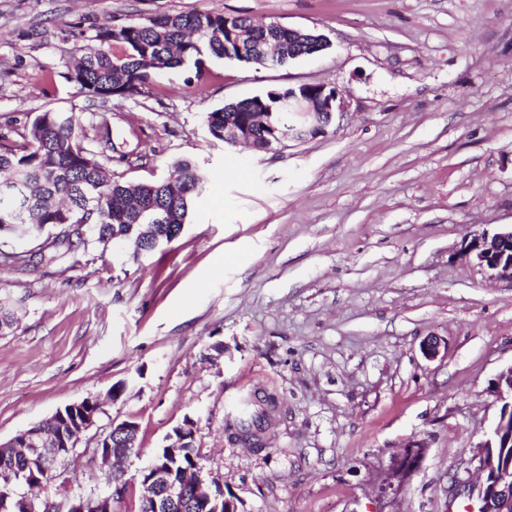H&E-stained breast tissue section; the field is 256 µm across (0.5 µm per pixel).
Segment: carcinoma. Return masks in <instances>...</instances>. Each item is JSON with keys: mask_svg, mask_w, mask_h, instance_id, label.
Wrapping results in <instances>:
<instances>
[{"mask_svg": "<svg viewBox=\"0 0 512 512\" xmlns=\"http://www.w3.org/2000/svg\"><path fill=\"white\" fill-rule=\"evenodd\" d=\"M247 30L252 37V64H266L264 50L277 41L278 64L288 63V28L277 23L255 25L242 17L208 11L163 14L141 22H115L96 32L74 69L72 80L87 95L109 100L141 94V90L164 73L191 65L199 85L205 84L211 58L240 60L236 33ZM288 88L228 103L207 113L211 137L224 141V125L250 126L252 147L257 151L275 144L271 129H260L252 119L266 110L278 124L288 117L280 100ZM20 173L21 191L0 194V232L26 225L28 235L50 231L38 251L40 260L52 262L60 250L74 252L93 241L106 248L115 241L130 245L133 253L145 250L138 244L141 225L163 214L166 222L154 225L161 245L180 236L203 182L200 170L189 162L177 163V176L152 183H132L105 176L96 153L85 147L79 121L72 112L47 109L32 122L27 146L21 153L0 148V180ZM0 296V334L15 322L14 304ZM175 477L189 468H199L195 448H183L173 464ZM49 480L38 455L13 448L0 450V512H26V493L20 487L42 485ZM87 512H107L112 493L84 498Z\"/></svg>", "mask_w": 512, "mask_h": 512, "instance_id": "carcinoma-1", "label": "carcinoma"}]
</instances>
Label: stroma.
<instances>
[{
  "label": "stroma",
  "mask_w": 512,
  "mask_h": 512,
  "mask_svg": "<svg viewBox=\"0 0 512 512\" xmlns=\"http://www.w3.org/2000/svg\"><path fill=\"white\" fill-rule=\"evenodd\" d=\"M204 9L331 45L272 69L212 61L201 91L190 66L105 104L73 81L114 19ZM307 83L345 101L326 134L270 152L209 135L213 109ZM49 108L75 112L112 178L187 160L204 182L182 234L140 257L91 242L46 263L0 235L27 256L0 264L18 319L0 335V440L105 401L46 494L115 485L113 512H140V460L113 484L94 457L132 420L147 456L192 424L238 512H463L450 488L474 476L500 410L488 387L512 365V281L460 255L466 234L512 224V0H0V145ZM430 336L448 343L433 360ZM244 397L267 414L248 442ZM412 440L419 468L380 497L377 470Z\"/></svg>",
  "instance_id": "35a3bbf8"
}]
</instances>
